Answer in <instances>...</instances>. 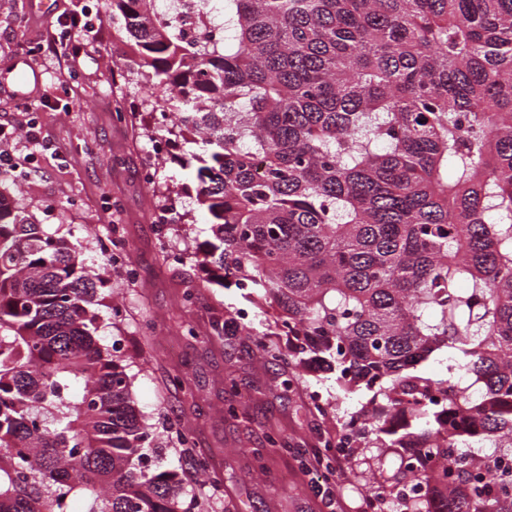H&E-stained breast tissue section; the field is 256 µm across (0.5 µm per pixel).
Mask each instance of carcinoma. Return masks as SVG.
I'll use <instances>...</instances> for the list:
<instances>
[{"label": "carcinoma", "mask_w": 512, "mask_h": 512, "mask_svg": "<svg viewBox=\"0 0 512 512\" xmlns=\"http://www.w3.org/2000/svg\"><path fill=\"white\" fill-rule=\"evenodd\" d=\"M110 6L195 172L203 282L297 340L255 341L292 379L332 374L375 512H512V0H216L196 43L193 0ZM107 283L0 174V512H189L99 342Z\"/></svg>", "instance_id": "carcinoma-1"}]
</instances>
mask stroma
<instances>
[{"label": "stroma", "instance_id": "obj_1", "mask_svg": "<svg viewBox=\"0 0 512 512\" xmlns=\"http://www.w3.org/2000/svg\"><path fill=\"white\" fill-rule=\"evenodd\" d=\"M70 9L93 15L99 6L97 0H50L40 9L31 0H0V125L11 126L21 105L35 111L37 139L13 145L10 173L35 222L81 244L89 267H98L103 253L116 246L127 248L138 267L133 279L109 272L112 290L100 310L99 334L104 344H117L138 407L154 426L153 462L176 472L196 496L191 512H358L362 482L349 455H327L321 444L336 429V403L324 394L328 372L313 369L291 386L287 364L260 355L252 337H210L215 318L245 308L237 289L202 288L194 304L183 305L179 281L202 279L194 252L209 235L195 200L196 181L173 155L158 159V180L179 192L188 213L167 246H160L153 223L157 204L141 175L151 142L139 121L120 123L112 116L118 103L134 99L142 110L153 103L140 87L106 75L133 65L111 15L103 16L76 70L46 55L58 15ZM169 248L183 252L182 264L165 261ZM185 320L195 336L181 331ZM178 373L185 377L180 386L171 382ZM228 376L241 397L233 417L224 413ZM316 390L324 394L327 416L311 401ZM185 426L194 433L189 448L175 441ZM271 430L280 432L290 451L268 453ZM259 452L269 476L256 473ZM202 457L219 474V491L199 476L196 461ZM318 484L336 489L334 508L314 493Z\"/></svg>", "mask_w": 512, "mask_h": 512}]
</instances>
